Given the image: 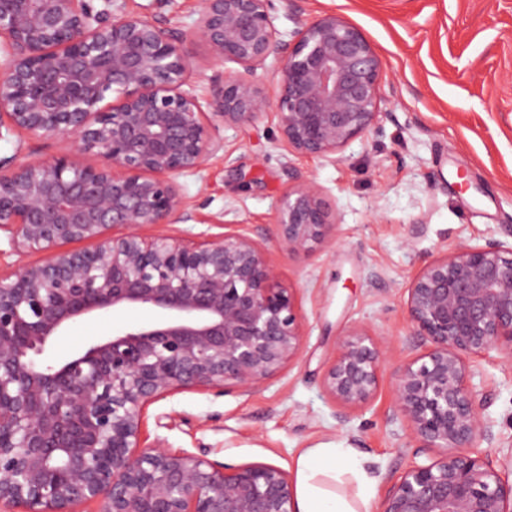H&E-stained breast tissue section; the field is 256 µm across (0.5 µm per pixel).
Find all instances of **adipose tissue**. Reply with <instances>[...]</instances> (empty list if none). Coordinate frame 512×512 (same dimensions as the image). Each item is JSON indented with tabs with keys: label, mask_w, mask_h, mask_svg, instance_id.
I'll return each instance as SVG.
<instances>
[{
	"label": "adipose tissue",
	"mask_w": 512,
	"mask_h": 512,
	"mask_svg": "<svg viewBox=\"0 0 512 512\" xmlns=\"http://www.w3.org/2000/svg\"><path fill=\"white\" fill-rule=\"evenodd\" d=\"M353 474L360 482L357 500H349L329 486L330 480ZM298 512H368L371 479L360 459L345 449L316 447L300 455L296 466Z\"/></svg>",
	"instance_id": "1"
}]
</instances>
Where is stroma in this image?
<instances>
[{"label":"stroma","instance_id":"35a3bbf8","mask_svg":"<svg viewBox=\"0 0 512 512\" xmlns=\"http://www.w3.org/2000/svg\"><path fill=\"white\" fill-rule=\"evenodd\" d=\"M126 12L173 32L189 31L201 0H118ZM334 13L376 49L380 131L355 140L341 159L284 150L272 113L222 129L224 148L193 174L177 177L188 215L146 227L149 235H219L225 224L267 239L281 283L295 290L304 344L289 366L250 392L182 391L153 403L145 434L167 448L227 467L266 463L294 476L308 448H348L366 458L379 512L417 450L406 422L392 421L394 374L424 350L408 320L411 281L442 248L497 240L512 244V0H274L281 33ZM52 136L0 132V156L48 158ZM313 179L337 227L309 253L288 252L273 224L294 177ZM138 312L73 324L47 351L58 362L100 337L141 320ZM383 342L387 360L374 398L345 410L323 387L343 336ZM473 379L493 425L480 451L512 455V368L489 353Z\"/></svg>","mask_w":512,"mask_h":512}]
</instances>
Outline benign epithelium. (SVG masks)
<instances>
[{
  "label": "benign epithelium",
  "instance_id": "benign-epithelium-1",
  "mask_svg": "<svg viewBox=\"0 0 512 512\" xmlns=\"http://www.w3.org/2000/svg\"><path fill=\"white\" fill-rule=\"evenodd\" d=\"M90 2L0 0V128L68 144L51 158H0V232L17 253L48 254L0 276V512H295L273 465L226 468L144 445L156 401L191 389L246 393L299 356L294 292L248 230L139 229L180 219L175 178L224 149L220 127L261 114L252 76L269 58L282 62L274 116L286 147L329 158L380 130L379 56L334 13L284 40L271 0H202L187 34L114 0L99 11ZM188 42L244 69L211 77L205 107ZM111 95L116 103L102 106ZM335 224L316 184L295 177L277 209L281 245L308 253ZM77 241L91 246L67 248ZM129 310L147 319L44 362L72 323ZM407 314L427 347L399 367L395 408L419 447L445 452L402 473L381 512H512L506 460L476 450L494 434L472 369L491 350L512 366V246L446 249L410 284ZM385 360L383 345L347 335L327 394L363 407Z\"/></svg>",
  "mask_w": 512,
  "mask_h": 512
}]
</instances>
